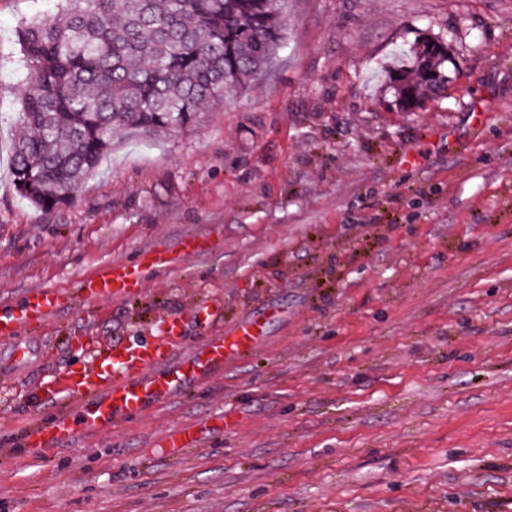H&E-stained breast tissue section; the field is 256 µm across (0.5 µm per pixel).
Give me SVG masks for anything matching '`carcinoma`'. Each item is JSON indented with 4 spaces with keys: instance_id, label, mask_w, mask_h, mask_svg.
<instances>
[{
    "instance_id": "cac0c4a2",
    "label": "carcinoma",
    "mask_w": 512,
    "mask_h": 512,
    "mask_svg": "<svg viewBox=\"0 0 512 512\" xmlns=\"http://www.w3.org/2000/svg\"><path fill=\"white\" fill-rule=\"evenodd\" d=\"M55 17L21 24L26 77L12 176L30 205L52 211L112 151L118 133L191 131L201 106L265 75L284 40L281 0H58ZM394 95L416 107L448 88L427 42L400 51Z\"/></svg>"
}]
</instances>
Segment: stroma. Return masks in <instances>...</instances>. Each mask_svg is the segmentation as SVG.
Here are the masks:
<instances>
[{"instance_id":"obj_1","label":"stroma","mask_w":512,"mask_h":512,"mask_svg":"<svg viewBox=\"0 0 512 512\" xmlns=\"http://www.w3.org/2000/svg\"><path fill=\"white\" fill-rule=\"evenodd\" d=\"M53 0H0V309L35 288L39 361L0 373V512H512V0H287L272 79L192 133L118 135L71 206L11 174L17 29ZM450 41L446 96L392 105L399 48ZM197 238L119 300L105 262ZM218 309L197 318L199 305ZM185 348L258 319L264 342L139 417L23 447L60 403L38 375L96 339ZM194 426L200 446L163 449Z\"/></svg>"}]
</instances>
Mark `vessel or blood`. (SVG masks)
I'll return each instance as SVG.
<instances>
[{"instance_id":"obj_1","label":"vessel or blood","mask_w":512,"mask_h":512,"mask_svg":"<svg viewBox=\"0 0 512 512\" xmlns=\"http://www.w3.org/2000/svg\"><path fill=\"white\" fill-rule=\"evenodd\" d=\"M174 262L167 252L150 250L137 266L103 265L85 280L84 296L95 300L122 297L138 285L141 266L167 267ZM59 306L56 289L38 288L10 316L0 319V339L10 341L14 365L26 366L35 353L25 329L47 322ZM262 336L261 324L248 321L232 334L212 337L184 355L180 352L183 322L171 316L155 340L97 342L85 363L51 374L35 386L48 399L76 402V413L63 412L48 422L28 425L23 443L35 449L57 448L85 430H104L118 418L139 415L149 403L167 399L186 382L210 377L228 360L251 350Z\"/></svg>"}]
</instances>
